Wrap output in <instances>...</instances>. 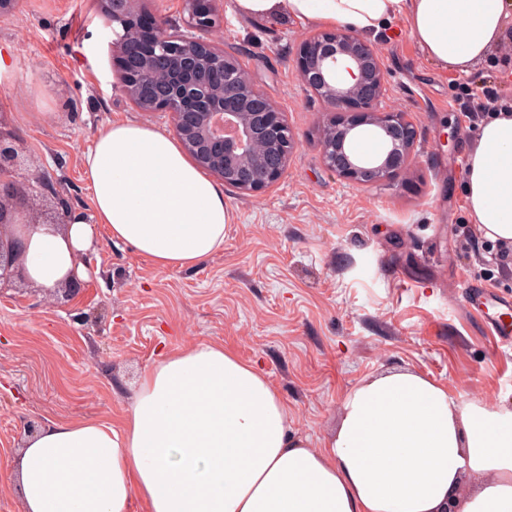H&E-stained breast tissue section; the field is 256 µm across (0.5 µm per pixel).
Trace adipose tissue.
<instances>
[{"label": "adipose tissue", "instance_id": "adipose-tissue-1", "mask_svg": "<svg viewBox=\"0 0 512 512\" xmlns=\"http://www.w3.org/2000/svg\"><path fill=\"white\" fill-rule=\"evenodd\" d=\"M245 18L392 38L394 20L425 59L466 74L501 44L512 0H234ZM93 216L24 232L31 281L57 288L106 227L162 268L195 266L224 244L223 188L154 127L112 123L85 156ZM464 194L483 236L512 247V106L485 118ZM512 512V400L489 405L410 369L367 377L319 446L296 435L264 373L216 343L148 368L120 424L58 422L26 438L8 480L23 512Z\"/></svg>", "mask_w": 512, "mask_h": 512}]
</instances>
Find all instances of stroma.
I'll use <instances>...</instances> for the list:
<instances>
[{"instance_id":"35a3bbf8","label":"stroma","mask_w":512,"mask_h":512,"mask_svg":"<svg viewBox=\"0 0 512 512\" xmlns=\"http://www.w3.org/2000/svg\"><path fill=\"white\" fill-rule=\"evenodd\" d=\"M211 35L237 55L285 112L297 146L281 181L260 194L225 188L234 219L200 265L164 269L100 232L68 301L25 284L0 292V512H22L7 458L29 426L117 420L142 374L172 351L217 343L261 370L287 401L291 429L313 445L335 428L341 400L362 379L411 369L489 404L512 400V348L462 297L464 283L512 297V253L471 224L461 156L473 144L458 86L512 89V48L469 75L428 63L407 35L376 49L383 107L416 131L409 166L373 185L343 181L322 161L323 104L294 65L306 33L239 17L219 0ZM112 30L96 0H18L0 17V128L22 142L23 187L34 219L58 201L92 216L84 159L112 122L173 128L138 111L115 85Z\"/></svg>"}]
</instances>
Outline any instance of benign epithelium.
Returning a JSON list of instances; mask_svg holds the SVG:
<instances>
[{
    "label": "benign epithelium",
    "instance_id": "7a95c632",
    "mask_svg": "<svg viewBox=\"0 0 512 512\" xmlns=\"http://www.w3.org/2000/svg\"><path fill=\"white\" fill-rule=\"evenodd\" d=\"M215 2L185 0L183 30L150 13L145 0H100L129 101L142 112L169 115L197 166L242 193H261L285 174L295 140L285 113L235 56L209 39L210 28L221 22ZM295 66L325 104V167L354 184L394 179L409 162L416 130L407 113L379 109L385 75L376 48L341 28L321 31L300 42ZM342 70L353 82L341 77ZM365 126L383 142L373 158L352 150ZM23 166L22 148L0 131V285L24 277L18 232L35 223L16 185Z\"/></svg>",
    "mask_w": 512,
    "mask_h": 512
}]
</instances>
